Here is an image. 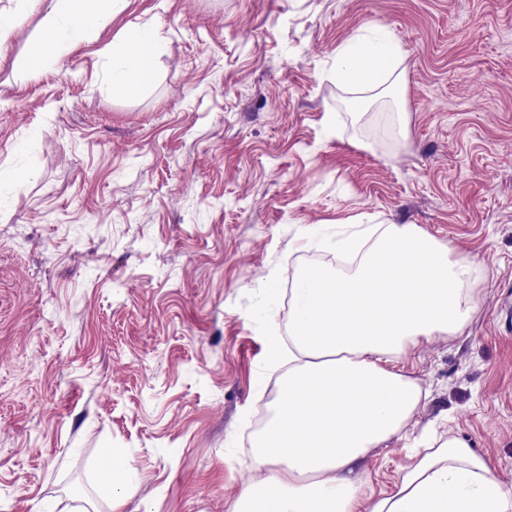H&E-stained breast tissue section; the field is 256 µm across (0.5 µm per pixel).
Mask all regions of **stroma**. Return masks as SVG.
<instances>
[{
	"instance_id": "35a3bbf8",
	"label": "stroma",
	"mask_w": 512,
	"mask_h": 512,
	"mask_svg": "<svg viewBox=\"0 0 512 512\" xmlns=\"http://www.w3.org/2000/svg\"><path fill=\"white\" fill-rule=\"evenodd\" d=\"M0 0V512H229L286 291L360 224L412 225L487 276L462 335L394 363L429 391L366 459L391 492L450 433L512 484V0H128L66 54ZM405 59L401 107L331 76L367 25ZM156 32L137 92L107 58ZM38 137L35 153L18 147ZM34 169L11 179L13 169ZM136 488L97 498L102 449Z\"/></svg>"
}]
</instances>
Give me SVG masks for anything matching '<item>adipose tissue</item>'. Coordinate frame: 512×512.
Returning a JSON list of instances; mask_svg holds the SVG:
<instances>
[{"label": "adipose tissue", "instance_id": "adipose-tissue-1", "mask_svg": "<svg viewBox=\"0 0 512 512\" xmlns=\"http://www.w3.org/2000/svg\"><path fill=\"white\" fill-rule=\"evenodd\" d=\"M15 15L43 16L49 40L66 50L106 26L126 0H14ZM157 39L127 40L109 59L112 81L138 74ZM404 52L389 30L366 26L336 53L338 85L361 95L401 88ZM369 246L349 276L309 270L293 294L287 343L272 342L270 358L287 363L280 398L252 437L256 470L230 512H512V485L503 482L463 438L451 435L402 474L388 494L366 495L362 463L397 437L422 399L421 387L391 370L409 347L435 336L462 335L477 305L472 286L479 263L452 257L409 226H369Z\"/></svg>", "mask_w": 512, "mask_h": 512}]
</instances>
